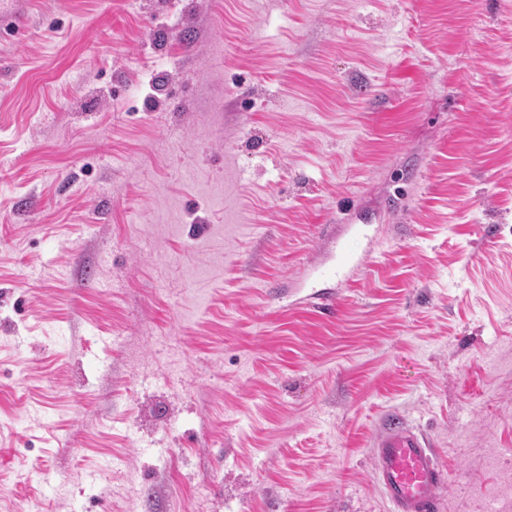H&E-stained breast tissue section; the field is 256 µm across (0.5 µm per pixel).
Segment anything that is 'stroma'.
<instances>
[{"mask_svg":"<svg viewBox=\"0 0 512 512\" xmlns=\"http://www.w3.org/2000/svg\"><path fill=\"white\" fill-rule=\"evenodd\" d=\"M397 420L440 512H512V0L35 6L0 44V512H391ZM360 265V260L355 255L345 249H342L337 256L335 263L320 271V277L322 279L346 277L358 270ZM373 472L392 512H437L448 476L421 433L397 421L371 448Z\"/></svg>","mask_w":512,"mask_h":512,"instance_id":"stroma-1","label":"stroma"}]
</instances>
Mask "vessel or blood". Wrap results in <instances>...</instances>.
Listing matches in <instances>:
<instances>
[{"mask_svg":"<svg viewBox=\"0 0 512 512\" xmlns=\"http://www.w3.org/2000/svg\"><path fill=\"white\" fill-rule=\"evenodd\" d=\"M35 0H0V40L20 36L21 21ZM359 259L340 251L324 279L345 277L358 270ZM373 472L392 512H437L439 492L448 476L440 468L426 439L415 428L398 421L379 435L371 450Z\"/></svg>","mask_w":512,"mask_h":512,"instance_id":"b4317fda","label":"vessel or blood"}]
</instances>
